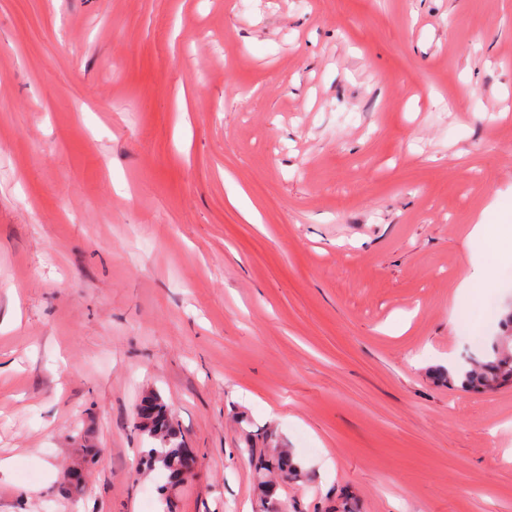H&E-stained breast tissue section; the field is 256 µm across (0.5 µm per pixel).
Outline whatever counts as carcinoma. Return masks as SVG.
Listing matches in <instances>:
<instances>
[{
    "instance_id": "carcinoma-1",
    "label": "carcinoma",
    "mask_w": 512,
    "mask_h": 512,
    "mask_svg": "<svg viewBox=\"0 0 512 512\" xmlns=\"http://www.w3.org/2000/svg\"><path fill=\"white\" fill-rule=\"evenodd\" d=\"M511 338L494 339L480 358L467 357L457 366L456 375L461 377V387L472 390H492L512 383V348L508 344ZM148 416L135 419V429L140 435L154 442L146 451L147 463L158 458L167 464L168 473L179 472L185 442L171 411L158 393L145 399ZM241 453L255 461L256 470L263 477L272 474L282 482L296 481L301 470L293 462L289 453L283 449L268 452L252 445L241 449Z\"/></svg>"
}]
</instances>
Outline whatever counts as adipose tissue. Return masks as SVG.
I'll list each match as a JSON object with an SVG mask.
<instances>
[{
  "instance_id": "obj_1",
  "label": "adipose tissue",
  "mask_w": 512,
  "mask_h": 512,
  "mask_svg": "<svg viewBox=\"0 0 512 512\" xmlns=\"http://www.w3.org/2000/svg\"><path fill=\"white\" fill-rule=\"evenodd\" d=\"M469 238L479 260L458 289L459 314L465 321L469 320L471 309L485 306L491 298L499 269L512 263V226L488 223L487 214L482 211L473 218Z\"/></svg>"
}]
</instances>
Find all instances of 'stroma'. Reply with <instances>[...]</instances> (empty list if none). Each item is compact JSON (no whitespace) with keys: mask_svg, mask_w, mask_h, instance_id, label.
<instances>
[{"mask_svg":"<svg viewBox=\"0 0 512 512\" xmlns=\"http://www.w3.org/2000/svg\"><path fill=\"white\" fill-rule=\"evenodd\" d=\"M484 209L512 0H0V512H512V387L431 376L512 311L454 310ZM145 410L148 416L140 418L136 415L135 429L141 436H147L154 442L152 448L146 451L147 463L151 466L156 456L167 464L165 472L179 473L181 457L185 450V442L171 411L158 393L147 396ZM140 418V419H139ZM240 451L255 460L256 470L263 479L268 474H273L281 482L296 481L301 477L300 468L286 450L280 449L271 453L265 451V448H254L253 444H249Z\"/></svg>","mask_w":512,"mask_h":512,"instance_id":"35a3bbf8","label":"stroma"}]
</instances>
